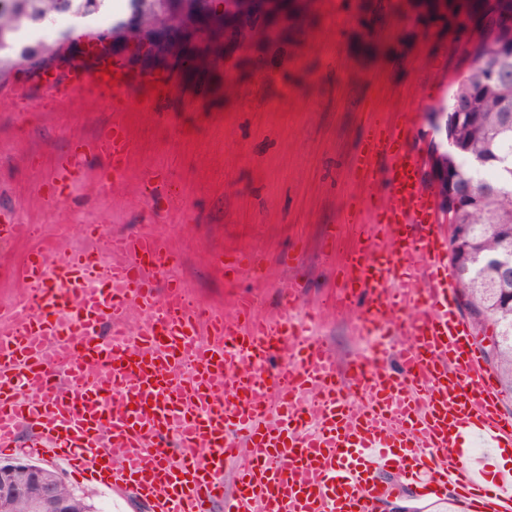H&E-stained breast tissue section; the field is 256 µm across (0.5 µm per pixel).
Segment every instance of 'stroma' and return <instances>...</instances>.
I'll list each match as a JSON object with an SVG mask.
<instances>
[{"label":"stroma","mask_w":512,"mask_h":512,"mask_svg":"<svg viewBox=\"0 0 512 512\" xmlns=\"http://www.w3.org/2000/svg\"><path fill=\"white\" fill-rule=\"evenodd\" d=\"M172 15L186 23L170 35L125 14L127 26L106 47L132 75L179 69L183 96H164L151 112H115L111 98L89 92L71 95L42 111L50 93L32 88L33 109H23L11 89L0 86V212L25 214L44 223L45 241L64 254L82 245L76 211L93 210L115 231L150 230L165 239L179 261L190 292L215 305L245 290L259 313L275 311L277 279L298 277L306 305L330 299L340 283L323 266L320 250L327 226L339 224L360 174L352 156L374 114L402 113L411 127L410 150L428 159L434 137L430 114L444 107L453 85L466 75L479 44L481 20L448 31V0H400L378 29L373 44L362 39V18L376 14L379 0H235L232 12H201L198 0H168ZM431 5L438 31L415 23L418 8ZM261 18L302 27L287 42L225 41V25ZM344 24L333 43L320 29L335 19ZM396 38L401 65L375 50ZM179 42L176 55L159 48ZM218 59L223 70L216 90L195 101L197 75L181 60ZM419 77L407 81L408 69ZM123 124L130 139L124 186L107 200L95 191L50 196L38 185L43 168L78 142L93 141ZM238 250L261 257L268 271H224L211 258ZM355 311L333 308L321 336L339 362L361 350L349 328ZM56 471L76 492L91 494L102 512H150L147 502L122 489L98 486L61 460L33 456Z\"/></svg>","instance_id":"obj_1"}]
</instances>
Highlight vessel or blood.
Wrapping results in <instances>:
<instances>
[{"label": "vessel or blood", "instance_id": "1", "mask_svg": "<svg viewBox=\"0 0 512 512\" xmlns=\"http://www.w3.org/2000/svg\"><path fill=\"white\" fill-rule=\"evenodd\" d=\"M35 81L63 97L107 95L118 108L133 97L151 108L144 87L179 90L171 71L130 81L124 63L102 51L92 64L42 71ZM407 137V126L384 117L368 124L354 164L365 184L382 186L374 217L364 221L354 207L344 229L329 232L339 290L364 304L353 333L366 353L346 372L313 336L322 311L305 308L296 279L281 283L269 317L244 296L233 318L181 316L158 292L162 283L173 293L184 287L164 243L96 224L86 232L103 239L102 249L58 256L39 248L21 268L27 291L0 328V444L27 425L39 436L37 454L131 487L153 512H207L232 460L237 485L225 512H377L391 492L390 467L417 496L452 490L467 512H512V475L488 477L512 447V415L457 310L437 192ZM128 149L124 129L113 126L76 144L42 183L67 192L87 154L117 159ZM348 235L355 244L346 250ZM133 310L143 315L135 329ZM208 330L219 343L203 342ZM52 339L65 347L50 360ZM281 354L287 362L275 365ZM171 438L202 449L205 461L170 458ZM476 439L487 448L478 461Z\"/></svg>", "mask_w": 512, "mask_h": 512}]
</instances>
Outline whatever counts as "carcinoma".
Masks as SVG:
<instances>
[{"label":"carcinoma","instance_id":"carcinoma-1","mask_svg":"<svg viewBox=\"0 0 512 512\" xmlns=\"http://www.w3.org/2000/svg\"><path fill=\"white\" fill-rule=\"evenodd\" d=\"M108 0H54L53 11L44 9L41 0H0V79L13 70L27 66L32 72L43 69L46 61L69 44L72 36L86 22L99 16ZM73 11L81 21L62 32L55 45L44 47L30 43L21 48H7L4 36L36 22H46L57 14ZM499 29L492 37L480 41L471 71L455 84L454 100H467L468 107L448 111V130L455 132L462 149L448 160L446 172L439 184V195L448 192V178L457 183L472 181L473 203L470 220L474 223L471 237L486 254L498 252L512 244V135L502 133L499 127L485 124L480 112L498 109L499 113H512V15L501 13ZM485 67L501 68L499 94L490 97L480 78ZM484 156L487 163L482 169L492 173L488 180L475 179L471 165L473 156ZM460 295L471 309V325L476 333L492 331L497 345L493 369L507 397L512 398V271L494 282L487 269L482 274L464 275L454 271Z\"/></svg>","mask_w":512,"mask_h":512}]
</instances>
